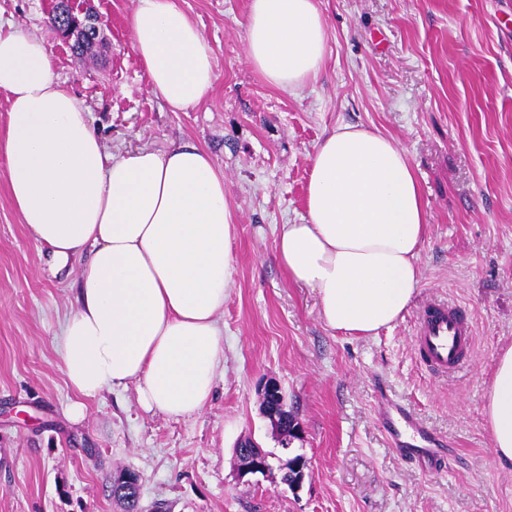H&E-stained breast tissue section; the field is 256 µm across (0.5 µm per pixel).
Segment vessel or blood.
<instances>
[{"label": "vessel or blood", "instance_id": "b4317fda", "mask_svg": "<svg viewBox=\"0 0 512 512\" xmlns=\"http://www.w3.org/2000/svg\"><path fill=\"white\" fill-rule=\"evenodd\" d=\"M413 348L420 364L434 375L445 377L460 372L474 348L469 312L460 305L428 301L417 318ZM378 417L391 447L400 457L445 460L438 438L399 402L383 399Z\"/></svg>", "mask_w": 512, "mask_h": 512}]
</instances>
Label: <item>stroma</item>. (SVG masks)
Returning a JSON list of instances; mask_svg holds the SVG:
<instances>
[{
    "instance_id": "obj_1",
    "label": "stroma",
    "mask_w": 512,
    "mask_h": 512,
    "mask_svg": "<svg viewBox=\"0 0 512 512\" xmlns=\"http://www.w3.org/2000/svg\"><path fill=\"white\" fill-rule=\"evenodd\" d=\"M248 3L179 0L214 49L217 80L204 101L175 112L150 91L132 48L136 0H91L105 37L91 57L51 27L53 0H0L1 22L46 42L107 152L196 143L223 169L239 217L211 400L176 420L145 412L130 384L89 399L75 423L56 339L81 262L53 271L0 168V512H123L111 494L122 469L138 475L144 512L157 502L168 512H512V465L496 457L483 415L498 353L512 344V0H319L326 59L293 94L245 60ZM344 124L400 143L428 214L419 292L370 337L329 328L316 293L289 283L274 258L281 225L306 213L318 142ZM435 297L474 320L471 365L448 381L412 346L414 318ZM269 380L302 427L286 450L261 410ZM383 394L447 442L444 469L392 450L377 416ZM244 438L275 469L303 455L302 487L239 478Z\"/></svg>"
}]
</instances>
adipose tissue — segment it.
Instances as JSON below:
<instances>
[{
	"label": "adipose tissue",
	"mask_w": 512,
	"mask_h": 512,
	"mask_svg": "<svg viewBox=\"0 0 512 512\" xmlns=\"http://www.w3.org/2000/svg\"><path fill=\"white\" fill-rule=\"evenodd\" d=\"M244 54L271 86L317 79L328 26L318 0H249ZM132 45L151 91L175 111L217 79L215 55L177 0H136ZM0 93L9 104L0 165L11 204L56 270L83 257L57 340L76 398L136 383L144 411L200 413L224 365V302L234 286L237 216L224 173L191 142L108 153L82 103L57 81L42 38L0 24ZM306 217L282 225L276 261L313 289L328 327L370 336L391 327L421 283L426 205L408 155L376 129L340 125L318 143ZM484 415L495 454L512 462V345L500 349Z\"/></svg>",
	"instance_id": "1"
}]
</instances>
